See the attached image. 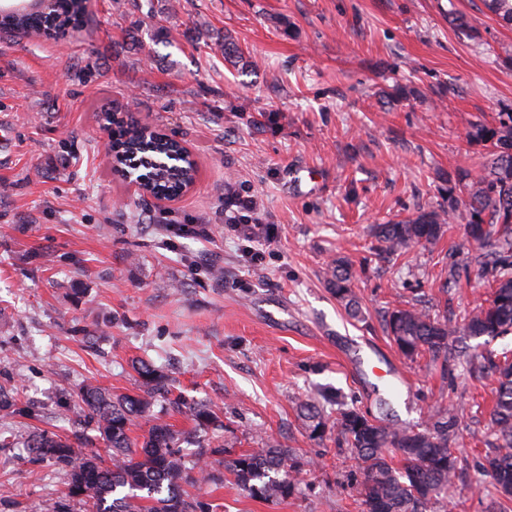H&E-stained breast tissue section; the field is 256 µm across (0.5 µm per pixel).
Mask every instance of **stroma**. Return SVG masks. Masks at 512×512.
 Here are the masks:
<instances>
[{"instance_id":"stroma-1","label":"stroma","mask_w":512,"mask_h":512,"mask_svg":"<svg viewBox=\"0 0 512 512\" xmlns=\"http://www.w3.org/2000/svg\"><path fill=\"white\" fill-rule=\"evenodd\" d=\"M89 12L61 40L0 35V386L19 407L0 410V429L77 433L76 450L108 457L67 408L88 384L136 393L143 359L221 421L198 438L186 415L164 416L188 433L186 458L225 447L208 456L223 483L194 491L211 512H361L349 449L313 438L300 404L336 391L420 428L453 406L460 469L428 512H487L496 492L476 477L493 453L492 379L463 357L445 369L407 360L382 326L384 310L418 299L456 322L485 299L474 275L439 290L472 245L454 220L436 244L381 258L368 229L447 208L448 171L482 156L471 125L512 112V24L483 0H90ZM226 36L246 68L216 49ZM105 112L180 140L194 188L168 202L138 192L105 151ZM228 182L278 227L256 242L259 265L224 227ZM167 224H209L213 237L171 239ZM339 256L357 270L363 320L326 286ZM356 343L396 362L409 389L365 381ZM268 443L301 463L282 501L249 497L225 473ZM66 481L53 459L0 447V512H82Z\"/></svg>"}]
</instances>
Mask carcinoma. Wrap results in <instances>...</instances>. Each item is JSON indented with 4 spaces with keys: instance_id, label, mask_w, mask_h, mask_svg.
Returning <instances> with one entry per match:
<instances>
[{
    "instance_id": "carcinoma-1",
    "label": "carcinoma",
    "mask_w": 512,
    "mask_h": 512,
    "mask_svg": "<svg viewBox=\"0 0 512 512\" xmlns=\"http://www.w3.org/2000/svg\"><path fill=\"white\" fill-rule=\"evenodd\" d=\"M488 9L506 23H512V0H485ZM89 19L87 0H57L56 17L12 11L0 15V34L27 39H61L84 26ZM112 140L141 161L147 184L154 189L175 190L191 182L195 169L189 160L178 168L159 165L180 143L167 134L129 121L112 118ZM467 141L485 148L478 169L459 165L448 173V199L458 188L470 190L468 218L464 231L476 243L464 268L475 267L491 280L492 293L463 320L462 326L415 304L385 311L386 333L398 350L413 359L427 354L443 365L460 354V339H483V344L512 334V112H500L490 124L479 123L467 132ZM453 209L420 211L390 224H375L371 236L377 250L387 255H404L421 243H434L445 232ZM356 272L346 258L333 260L327 284L349 315H361L353 290ZM141 379L137 394H113L87 386L74 405V420L93 422L111 450L109 460L75 452L69 440L34 433L21 439L12 433L0 438L5 447L22 445L28 454L55 460L67 476L65 497L85 506V512H204L203 503L188 488L220 480L208 468L204 455L184 460L178 447L183 432L159 419L142 442L130 436L134 419L152 412L159 394L180 411L181 397L174 394L167 377L146 362L134 366ZM479 370L495 376L494 405L490 412V445L498 452L489 459L487 473L501 494L496 512H507L512 501V358L483 359ZM321 399L337 406V435L351 450L361 471L362 512H425L432 499H446L455 483L457 458L451 451L462 415L455 408L437 413L422 429L383 420L368 419L335 394ZM312 436L321 438L329 430V416L319 402L302 405ZM195 431L217 425L218 417L205 404L188 407ZM400 466H393V459ZM227 469L241 491L253 498L286 499L298 490L296 474L300 462L291 450L267 444L231 459Z\"/></svg>"
}]
</instances>
